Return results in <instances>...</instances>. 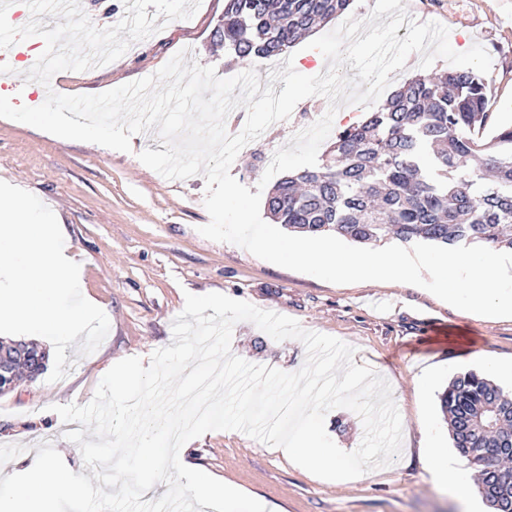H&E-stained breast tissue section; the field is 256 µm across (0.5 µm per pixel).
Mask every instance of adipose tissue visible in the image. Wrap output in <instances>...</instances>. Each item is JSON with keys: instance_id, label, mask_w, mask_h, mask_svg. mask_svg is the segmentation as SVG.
<instances>
[{"instance_id": "adipose-tissue-1", "label": "adipose tissue", "mask_w": 512, "mask_h": 512, "mask_svg": "<svg viewBox=\"0 0 512 512\" xmlns=\"http://www.w3.org/2000/svg\"><path fill=\"white\" fill-rule=\"evenodd\" d=\"M26 473L25 481L16 482L13 495L0 499V512H58V498L83 499L89 494L81 479L62 476L49 454L34 458Z\"/></svg>"}]
</instances>
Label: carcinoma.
I'll use <instances>...</instances> for the list:
<instances>
[{
	"label": "carcinoma",
	"mask_w": 512,
	"mask_h": 512,
	"mask_svg": "<svg viewBox=\"0 0 512 512\" xmlns=\"http://www.w3.org/2000/svg\"><path fill=\"white\" fill-rule=\"evenodd\" d=\"M352 0H226L214 37L233 60L288 52ZM490 85L469 69L419 76L383 110L341 131L319 168L280 180L266 205L291 232L367 244L385 236L449 247L512 249V126L491 127ZM48 355L0 341V367L23 380ZM454 447L480 467L489 512H512V397L480 372L455 377L440 396Z\"/></svg>",
	"instance_id": "cac0c4a2"
}]
</instances>
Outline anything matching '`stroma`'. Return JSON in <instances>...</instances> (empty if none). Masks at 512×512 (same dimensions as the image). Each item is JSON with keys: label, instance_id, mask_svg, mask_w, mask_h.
<instances>
[{"label": "stroma", "instance_id": "stroma-1", "mask_svg": "<svg viewBox=\"0 0 512 512\" xmlns=\"http://www.w3.org/2000/svg\"><path fill=\"white\" fill-rule=\"evenodd\" d=\"M401 3L410 18L445 25L454 50L477 43L488 51V110L496 122L512 123V0ZM223 16L224 0H201L192 18L170 21L148 40L133 43L111 68L63 71L51 87L63 94H98L156 73L181 50L187 59L214 67L220 77L251 69L248 61L228 64L223 47L214 45L213 32ZM29 46L24 40L0 49V96L36 107L45 100L43 90L13 79L31 56ZM327 109L320 96L300 101L287 124L271 125L255 146L240 151L231 175L256 188L267 168L266 154ZM149 144L146 134L134 135L126 153L0 118V180L35 194L58 213L84 290L110 316L109 332L93 353L68 354L63 379L52 383L43 374L0 396V456L13 457L21 469L30 462V450L48 440L74 473L90 475L52 405L88 403L110 364L131 356L146 360L171 345L172 323L186 293L216 292L292 317L306 330L352 346L356 365H368L391 386L402 419L401 456L360 477L328 481L242 432L212 431L182 447V462L277 505L280 512H483L481 496L462 502L432 481L421 422L431 419L440 449L452 450L438 395L460 370L484 373L491 365L512 362V318L485 320L408 284L325 282L209 240L199 232L209 221L203 177L169 180L142 166L137 154ZM231 352L286 372L299 370L306 359L299 340L274 341L249 322L235 325ZM436 366L445 373L435 386L436 398L427 402L415 380ZM325 427L346 451L355 450L364 435L360 417L347 409L330 411Z\"/></svg>", "mask_w": 512, "mask_h": 512}]
</instances>
